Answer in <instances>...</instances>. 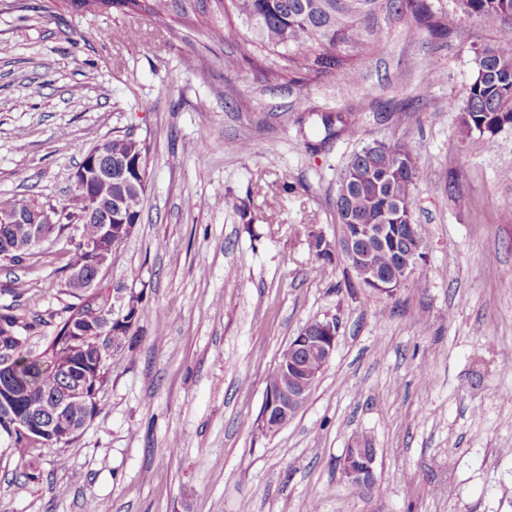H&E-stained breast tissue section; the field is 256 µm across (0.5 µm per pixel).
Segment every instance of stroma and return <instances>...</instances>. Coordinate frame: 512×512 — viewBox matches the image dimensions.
<instances>
[{
  "instance_id": "obj_1",
  "label": "stroma",
  "mask_w": 512,
  "mask_h": 512,
  "mask_svg": "<svg viewBox=\"0 0 512 512\" xmlns=\"http://www.w3.org/2000/svg\"><path fill=\"white\" fill-rule=\"evenodd\" d=\"M427 3L428 24L378 14L387 42L358 83L301 88L242 61V23L201 0L159 17L0 0V196L58 206L95 144L150 149L142 221L103 280L143 294L135 352L71 443L26 468L0 440V512H512V127L459 134L473 52L503 22ZM339 112L351 128H324ZM374 139L406 142L423 173L426 258L390 297L309 243L335 240L339 172ZM72 248L65 233L0 262V312L37 320L33 352L74 302ZM315 319L335 320L334 357L267 431V377ZM349 448L376 451L360 494Z\"/></svg>"
}]
</instances>
